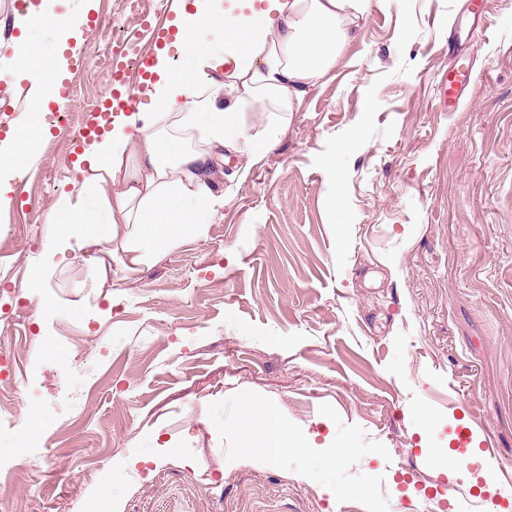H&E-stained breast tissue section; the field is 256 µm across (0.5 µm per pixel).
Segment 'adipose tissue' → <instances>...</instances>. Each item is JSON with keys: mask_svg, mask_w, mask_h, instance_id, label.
Masks as SVG:
<instances>
[{"mask_svg": "<svg viewBox=\"0 0 512 512\" xmlns=\"http://www.w3.org/2000/svg\"><path fill=\"white\" fill-rule=\"evenodd\" d=\"M267 7L236 13L182 0L173 25L188 72L172 69L165 53L152 68L151 112L119 113L93 142L84 167L46 213L63 238L111 242L126 231V270L165 251L175 235L200 233L224 194L213 161L233 155L239 178L275 144L277 126L253 132L250 112H295L310 89L334 67L351 42L349 24L370 0H267ZM14 34L0 36V79L26 83L29 107L42 109L59 82L32 40L36 30L66 41L69 23L50 0H28L15 14ZM41 129L24 121L0 139V204L25 169Z\"/></svg>", "mask_w": 512, "mask_h": 512, "instance_id": "obj_1", "label": "adipose tissue"}]
</instances>
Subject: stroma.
<instances>
[{
	"instance_id": "stroma-1",
	"label": "stroma",
	"mask_w": 512,
	"mask_h": 512,
	"mask_svg": "<svg viewBox=\"0 0 512 512\" xmlns=\"http://www.w3.org/2000/svg\"><path fill=\"white\" fill-rule=\"evenodd\" d=\"M174 8L57 0L79 27L70 93L49 110L86 124L119 66L146 107L123 61L176 56L152 37ZM467 70L476 83L449 104V72ZM75 146L48 127L0 209V350L17 386L0 394V512H87L103 495L116 512H366L295 472L228 461L207 408L240 391L322 449L331 404L390 452L353 473L383 476L409 512H470L467 482L431 455L462 434L492 438L494 473L512 472V0L370 5L249 176L218 164L227 195L204 233L136 271L120 241L56 244L46 212ZM23 404L42 413L36 436ZM46 449L55 463L25 467Z\"/></svg>"
}]
</instances>
